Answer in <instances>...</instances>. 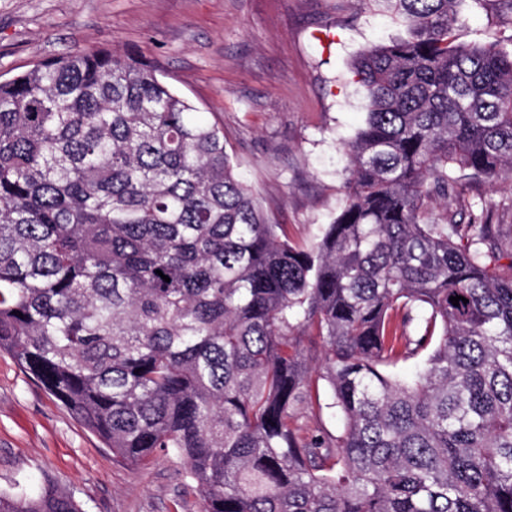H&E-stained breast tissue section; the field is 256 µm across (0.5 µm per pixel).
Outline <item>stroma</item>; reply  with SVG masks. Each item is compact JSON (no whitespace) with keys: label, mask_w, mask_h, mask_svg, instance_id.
<instances>
[{"label":"stroma","mask_w":512,"mask_h":512,"mask_svg":"<svg viewBox=\"0 0 512 512\" xmlns=\"http://www.w3.org/2000/svg\"><path fill=\"white\" fill-rule=\"evenodd\" d=\"M403 34L375 0H0V80L83 48L142 54L223 126L271 223L309 247L340 210L343 145L366 117L351 63ZM481 204L512 239V185L462 181L448 211ZM48 484L83 512L202 508L179 459L115 458L0 352V490Z\"/></svg>","instance_id":"stroma-1"}]
</instances>
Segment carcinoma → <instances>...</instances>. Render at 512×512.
Returning a JSON list of instances; mask_svg holds the SVG:
<instances>
[{"mask_svg":"<svg viewBox=\"0 0 512 512\" xmlns=\"http://www.w3.org/2000/svg\"><path fill=\"white\" fill-rule=\"evenodd\" d=\"M377 2L405 36L353 61L366 118L309 249L152 63L0 80V350L113 455L182 459L202 512H512V264L494 225L431 212L512 181V34ZM326 409L339 433L299 424ZM0 512L82 508L45 486Z\"/></svg>","mask_w":512,"mask_h":512,"instance_id":"carcinoma-1","label":"carcinoma"}]
</instances>
